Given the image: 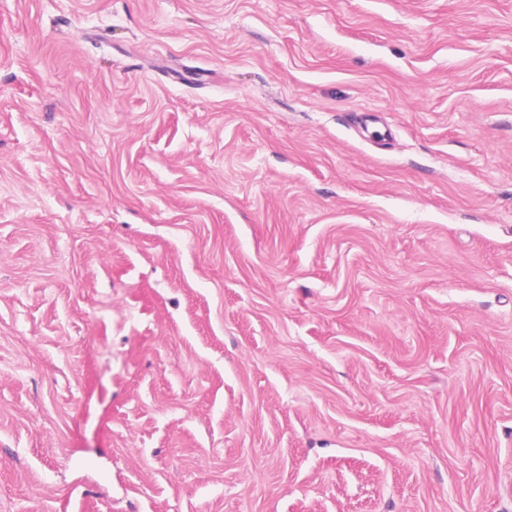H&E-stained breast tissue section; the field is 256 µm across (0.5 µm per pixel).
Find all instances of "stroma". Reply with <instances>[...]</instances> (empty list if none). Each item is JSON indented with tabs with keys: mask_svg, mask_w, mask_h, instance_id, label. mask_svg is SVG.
I'll return each mask as SVG.
<instances>
[{
	"mask_svg": "<svg viewBox=\"0 0 512 512\" xmlns=\"http://www.w3.org/2000/svg\"><path fill=\"white\" fill-rule=\"evenodd\" d=\"M0 512H512V0H0Z\"/></svg>",
	"mask_w": 512,
	"mask_h": 512,
	"instance_id": "stroma-1",
	"label": "stroma"
}]
</instances>
